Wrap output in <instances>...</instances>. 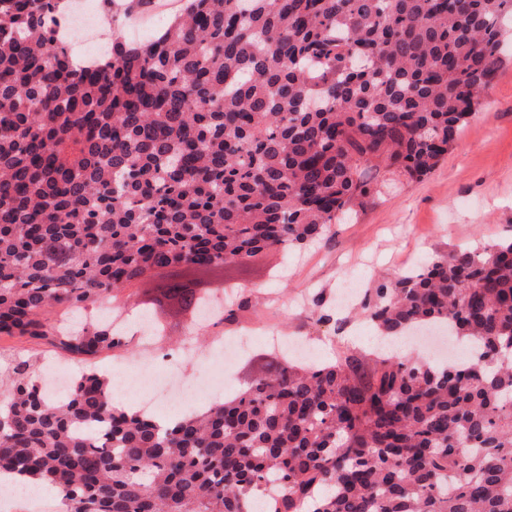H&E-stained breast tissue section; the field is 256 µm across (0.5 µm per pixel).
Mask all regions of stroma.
I'll return each mask as SVG.
<instances>
[{
    "instance_id": "1",
    "label": "stroma",
    "mask_w": 512,
    "mask_h": 512,
    "mask_svg": "<svg viewBox=\"0 0 512 512\" xmlns=\"http://www.w3.org/2000/svg\"><path fill=\"white\" fill-rule=\"evenodd\" d=\"M368 176L381 184V196L331 225L323 241L301 250L273 248L211 269L185 268L195 288L227 300L239 293L246 298L232 323L206 328L208 340L228 339L244 329L254 336L246 354L224 360L222 383L195 402L156 408L157 417L191 413L231 397L263 366L279 362V348L266 340L270 329L285 340L309 344L315 363L341 352H371L377 331L358 315L357 304L336 302L345 282L363 292L458 246L512 238V61L503 63L492 89L431 174L410 181L379 166ZM155 316L166 329L163 340L152 345L161 359L181 346L197 314L165 303Z\"/></svg>"
}]
</instances>
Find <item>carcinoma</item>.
Wrapping results in <instances>:
<instances>
[{
    "instance_id": "cac0c4a2",
    "label": "carcinoma",
    "mask_w": 512,
    "mask_h": 512,
    "mask_svg": "<svg viewBox=\"0 0 512 512\" xmlns=\"http://www.w3.org/2000/svg\"><path fill=\"white\" fill-rule=\"evenodd\" d=\"M58 3L0 0V335L84 359L125 342L47 310L319 240L374 195L368 168L435 169L512 42V0H185L150 42L80 64ZM155 290L207 302L180 276ZM362 311L382 335L441 324L474 354L286 361L167 424L117 409L95 370L52 399L21 360L0 479L63 512H252L266 486L272 512H512V240L438 255Z\"/></svg>"
}]
</instances>
